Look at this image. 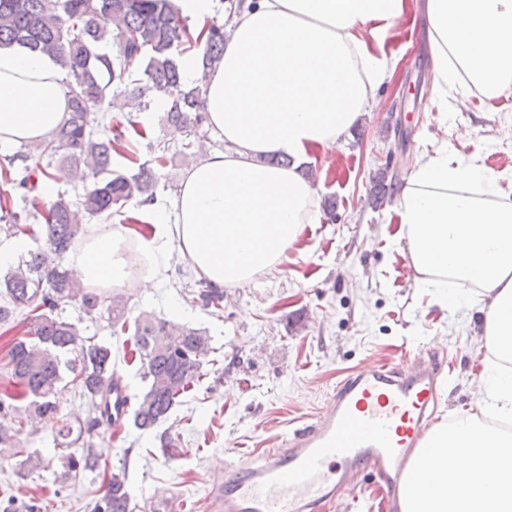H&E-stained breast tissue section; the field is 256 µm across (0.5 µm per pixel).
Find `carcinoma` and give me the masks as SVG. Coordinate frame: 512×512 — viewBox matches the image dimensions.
<instances>
[{
    "mask_svg": "<svg viewBox=\"0 0 512 512\" xmlns=\"http://www.w3.org/2000/svg\"><path fill=\"white\" fill-rule=\"evenodd\" d=\"M206 38L196 36L185 23L174 0H0V45L22 44L59 61L67 71L64 81L69 117L50 138L30 151L48 163L70 168L86 186L79 201L64 194L46 200L37 196L38 180L46 168L13 167L15 158L0 168V221L5 234L27 235L43 245L9 267L0 279V323L16 312H26V336L16 338L5 351L14 386L0 397V449L18 448L23 425L9 420L14 402L28 401L27 424L33 426L58 411L64 381L88 396L93 417L88 429L110 422L114 370L112 350L104 342L81 335L78 324L61 318L58 310L74 300L91 317L106 307L108 321L122 330L133 329L147 389L136 397L133 425L142 431L164 422L178 399L202 377L203 358L211 337L187 324L139 316L129 322L122 296L100 295L83 288L62 266L73 249L85 217L109 219L135 200H155V172L148 164L128 174L111 168L112 155L131 157L135 146L123 124L103 123L104 105L112 93L124 98L122 107L143 110L150 93L166 103L164 122L188 131L183 150H201L207 131L204 99L209 70L224 54V26L209 23ZM111 45L116 53L101 52ZM201 54V77L188 83L180 69L182 55ZM25 191L29 209L13 210V192ZM195 299L204 307L220 308L224 291L203 279ZM69 472L94 471L99 459L86 449L67 455ZM106 487L96 512H129L126 465L105 475Z\"/></svg>",
    "mask_w": 512,
    "mask_h": 512,
    "instance_id": "cac0c4a2",
    "label": "carcinoma"
}]
</instances>
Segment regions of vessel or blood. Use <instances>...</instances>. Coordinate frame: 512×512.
Wrapping results in <instances>:
<instances>
[{
	"mask_svg": "<svg viewBox=\"0 0 512 512\" xmlns=\"http://www.w3.org/2000/svg\"><path fill=\"white\" fill-rule=\"evenodd\" d=\"M442 365L434 357L380 363L341 381L327 412L293 430L282 447L240 454L226 479L209 484L212 512H321L361 470L397 502L407 464L424 443ZM131 396L112 387L113 427H122Z\"/></svg>",
	"mask_w": 512,
	"mask_h": 512,
	"instance_id": "b4317fda",
	"label": "vessel or blood"
}]
</instances>
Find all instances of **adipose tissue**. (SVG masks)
I'll use <instances>...</instances> for the list:
<instances>
[{
  "instance_id": "1",
  "label": "adipose tissue",
  "mask_w": 512,
  "mask_h": 512,
  "mask_svg": "<svg viewBox=\"0 0 512 512\" xmlns=\"http://www.w3.org/2000/svg\"><path fill=\"white\" fill-rule=\"evenodd\" d=\"M406 0H247L226 22L224 56L208 77L207 126L224 150L179 174L152 235L91 226L71 263L102 293L129 281V247L152 259L155 287L167 242L215 286H241L276 269L316 217L302 173L315 150L342 147L395 63L383 50ZM433 103L456 110L470 88L512 90V0H424ZM65 72L50 56L0 46V150L48 139L67 116ZM291 157L289 167L265 164ZM498 174L440 148L416 166L394 210L396 245L448 311L477 288L485 366L475 404L512 421V197ZM470 447L460 451L458 441ZM400 512H512V434L477 417L439 424L407 469Z\"/></svg>"
}]
</instances>
